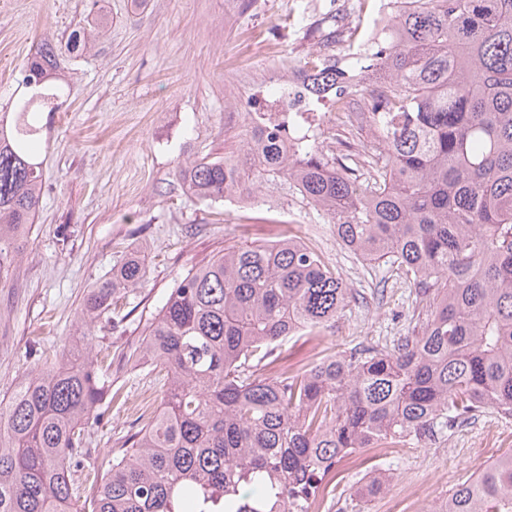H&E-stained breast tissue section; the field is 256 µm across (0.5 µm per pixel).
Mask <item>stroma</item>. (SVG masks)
Instances as JSON below:
<instances>
[{
  "label": "stroma",
  "mask_w": 512,
  "mask_h": 512,
  "mask_svg": "<svg viewBox=\"0 0 512 512\" xmlns=\"http://www.w3.org/2000/svg\"><path fill=\"white\" fill-rule=\"evenodd\" d=\"M335 9L334 0H0V113L13 112L23 93L18 70L42 42L56 46L69 90L61 109L39 115L40 207L18 253L0 267V399L79 342L87 296L128 254L146 259L144 277L90 337L93 353L110 357L121 399L89 426L86 467L108 469L159 408L163 373L124 353L176 281L229 246L265 243L289 227L354 295L323 344L307 335L288 340L271 371H299L359 343L389 344L415 325L404 275L343 247L294 184H264L252 208L240 210L198 201L177 175L178 166L237 152L250 76L322 51L320 21ZM83 27L93 36L89 51L69 54L70 34ZM511 448L512 418L489 410L361 466L338 462L327 512H435L457 483ZM375 475L384 490L361 495Z\"/></svg>",
  "instance_id": "stroma-1"
}]
</instances>
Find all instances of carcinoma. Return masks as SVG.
<instances>
[{
	"label": "carcinoma",
	"instance_id": "1",
	"mask_svg": "<svg viewBox=\"0 0 512 512\" xmlns=\"http://www.w3.org/2000/svg\"><path fill=\"white\" fill-rule=\"evenodd\" d=\"M390 4L374 52L348 36L347 63L384 74L362 150L338 156L314 137L291 153L288 128L275 125L179 175L210 203L295 184L342 245L412 282L422 322L390 347L267 378L271 352L330 329L351 290L293 235L226 248L176 283L123 355L166 372L163 400L90 486L74 479L88 424L116 397L98 360L64 350L0 400V512H289L358 448L432 437L486 410L512 417V0ZM306 67L323 97L336 62L319 55ZM55 68L46 44L20 69L27 97L15 119L0 116V265L39 209L35 117L63 103L64 88L48 84ZM144 273L133 253L91 293L83 335ZM436 512H512V449Z\"/></svg>",
	"mask_w": 512,
	"mask_h": 512
}]
</instances>
